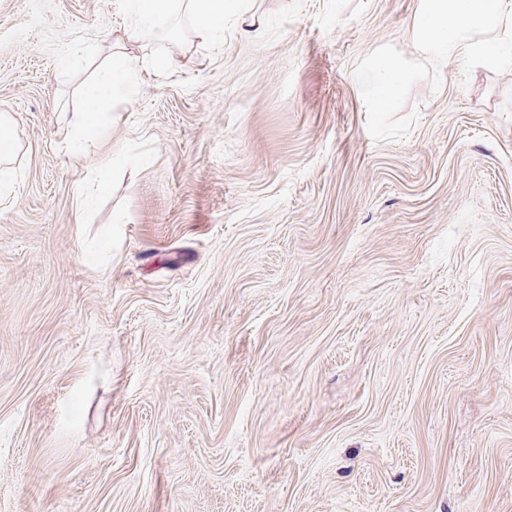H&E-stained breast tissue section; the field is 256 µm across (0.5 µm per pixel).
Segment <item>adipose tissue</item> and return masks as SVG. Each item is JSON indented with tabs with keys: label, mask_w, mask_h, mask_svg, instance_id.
Returning <instances> with one entry per match:
<instances>
[{
	"label": "adipose tissue",
	"mask_w": 512,
	"mask_h": 512,
	"mask_svg": "<svg viewBox=\"0 0 512 512\" xmlns=\"http://www.w3.org/2000/svg\"><path fill=\"white\" fill-rule=\"evenodd\" d=\"M179 11L189 15L204 38L223 33L228 21L251 28L253 34L261 32L260 22L247 8L246 0H135L137 25L159 42L169 39L172 19ZM136 62V56L126 50L113 52L109 65L85 91L80 107L64 120L65 128L77 139L89 143L98 139L103 131V108L123 88Z\"/></svg>",
	"instance_id": "ef3b65f1"
}]
</instances>
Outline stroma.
Here are the masks:
<instances>
[{
	"mask_svg": "<svg viewBox=\"0 0 512 512\" xmlns=\"http://www.w3.org/2000/svg\"><path fill=\"white\" fill-rule=\"evenodd\" d=\"M252 2L0 0V512H512V71L449 53L377 142L355 69L421 0ZM135 0L136 23L148 31L154 40L166 41L171 35L172 18L177 11L188 14L202 38L223 34L224 23L240 24L247 33L259 35L257 16L245 5L246 0ZM244 25L248 28H244ZM114 51L109 65L83 94L80 107L70 112L69 117L65 116V128L83 142L91 143L102 134V110L107 103L112 102V96L123 88L130 71L139 60L127 50ZM15 154L14 131L4 117L0 118V193L10 192L15 184L13 157Z\"/></svg>",
	"mask_w": 512,
	"mask_h": 512,
	"instance_id": "35a3bbf8",
	"label": "stroma"
}]
</instances>
